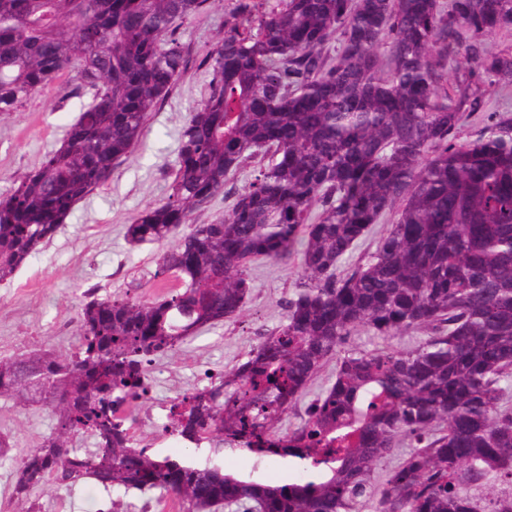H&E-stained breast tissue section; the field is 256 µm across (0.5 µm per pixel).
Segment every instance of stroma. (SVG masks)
Here are the masks:
<instances>
[{"mask_svg": "<svg viewBox=\"0 0 512 512\" xmlns=\"http://www.w3.org/2000/svg\"><path fill=\"white\" fill-rule=\"evenodd\" d=\"M234 3L207 0L204 12L180 24L178 31L191 53L189 68L150 114L138 144L116 165L108 182L73 207L53 238L28 257L11 282L0 285V359L35 350L68 352L76 342L75 324L86 289H97L103 297L160 295V288L145 279L155 269L158 249L131 245L125 238L126 226L169 194L182 128L190 112L204 102L211 80L202 55L223 37L224 19ZM472 88L481 95L482 104L465 120L464 132L481 127L491 113L512 116V88L500 89L493 77L482 72L474 76ZM92 98V89L70 70L13 111L0 112V197L59 146ZM252 171L248 165L229 176L223 193L207 209L194 213L192 223L209 224L228 213ZM297 272L292 262L253 263L254 288L240 315L203 330L173 357L153 363L146 409L203 387L208 376L227 373L246 361L257 345V332L268 333L284 323L285 299ZM54 424L49 411L0 399V432L10 437L15 455L37 445ZM1 500L8 512H96L112 505L118 512H139L144 503L135 491L110 501L90 484L71 492L49 484L21 503L13 496L7 467L0 468Z\"/></svg>", "mask_w": 512, "mask_h": 512, "instance_id": "35a3bbf8", "label": "stroma"}]
</instances>
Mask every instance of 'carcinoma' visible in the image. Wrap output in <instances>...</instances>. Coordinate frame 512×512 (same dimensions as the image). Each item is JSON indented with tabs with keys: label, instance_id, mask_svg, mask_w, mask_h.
I'll use <instances>...</instances> for the list:
<instances>
[{
	"label": "carcinoma",
	"instance_id": "1",
	"mask_svg": "<svg viewBox=\"0 0 512 512\" xmlns=\"http://www.w3.org/2000/svg\"><path fill=\"white\" fill-rule=\"evenodd\" d=\"M207 0H0V112L75 68L93 100L58 148L0 199V283L103 186L188 66L179 23ZM512 28V0H236L204 62L212 78L183 128L167 199L126 227L163 252L152 300L84 293L77 344L0 360V397L46 407L56 427L0 463L23 501L51 482L107 494L179 495L184 512H512V117L459 142L448 92L454 49L512 85V54L484 36ZM340 35L332 62L325 45ZM270 156L231 212L179 232L230 175ZM390 212L374 251L344 270ZM298 261L286 319L219 382L175 397L163 433L202 457L138 447L125 408L149 365L236 318L250 265ZM412 347L347 350L334 381L286 435L273 420L303 397L348 337ZM93 440L80 449L76 440ZM409 451L374 483L395 448ZM275 457L306 477L268 483L224 470V450Z\"/></svg>",
	"mask_w": 512,
	"mask_h": 512
}]
</instances>
